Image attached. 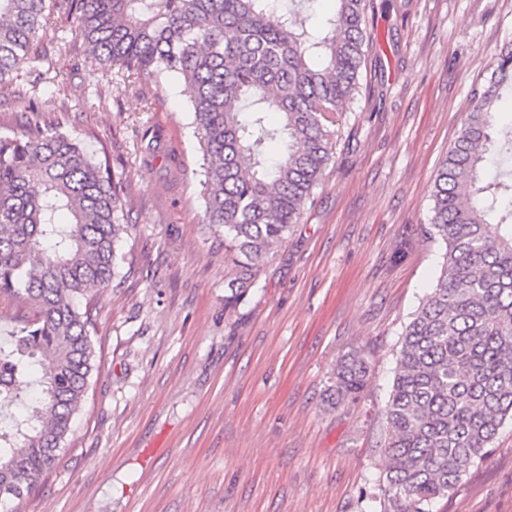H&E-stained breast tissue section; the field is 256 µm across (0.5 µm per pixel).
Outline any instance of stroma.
Wrapping results in <instances>:
<instances>
[{
  "label": "stroma",
  "mask_w": 512,
  "mask_h": 512,
  "mask_svg": "<svg viewBox=\"0 0 512 512\" xmlns=\"http://www.w3.org/2000/svg\"><path fill=\"white\" fill-rule=\"evenodd\" d=\"M362 90L326 176L257 284L225 310L182 86L132 96L70 27L42 42L48 121L125 180L126 258L91 292L95 367L54 468L17 512H366L401 333L433 284L438 167L512 41V0H374ZM370 363L359 403L333 369ZM435 512H512V421Z\"/></svg>",
  "instance_id": "1"
}]
</instances>
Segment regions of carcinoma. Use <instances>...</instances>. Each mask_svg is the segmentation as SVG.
I'll use <instances>...</instances> for the list:
<instances>
[{"mask_svg": "<svg viewBox=\"0 0 512 512\" xmlns=\"http://www.w3.org/2000/svg\"><path fill=\"white\" fill-rule=\"evenodd\" d=\"M312 2L0 0V87H26L30 113L25 132L0 135V295L36 309L11 349L0 346V512H15L71 432L95 361L82 301L118 274L127 232L122 177L42 118L39 32L76 19L86 59L132 79L138 99L182 82L204 216L224 232L230 309L298 223L359 89L373 0H334L318 30L303 15ZM509 87L511 42L436 175L422 230L440 245V272L401 335L368 512H434L512 419V123L496 112ZM335 378L336 403H355L368 362L348 356ZM14 406L22 413H3Z\"/></svg>", "mask_w": 512, "mask_h": 512, "instance_id": "obj_1", "label": "carcinoma"}]
</instances>
